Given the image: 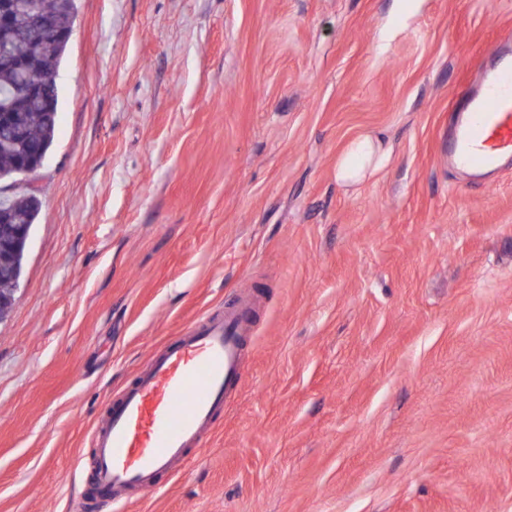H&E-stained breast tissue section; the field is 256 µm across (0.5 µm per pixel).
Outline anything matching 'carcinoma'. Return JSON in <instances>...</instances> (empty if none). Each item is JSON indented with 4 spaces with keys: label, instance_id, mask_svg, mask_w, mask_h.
<instances>
[{
    "label": "carcinoma",
    "instance_id": "obj_1",
    "mask_svg": "<svg viewBox=\"0 0 512 512\" xmlns=\"http://www.w3.org/2000/svg\"><path fill=\"white\" fill-rule=\"evenodd\" d=\"M9 3L11 25L0 30V44L11 48L16 62L0 64V97L13 92L24 77L39 79L57 72L73 34L75 0H46L47 13L38 14L23 6ZM59 110L58 87L23 104L13 113L12 125L17 129L11 146L0 150V178H10L18 165L35 163L47 156L57 132ZM38 196L21 191L13 195L0 211V306L14 299L18 270L23 268L24 254H13L14 224L36 222L40 210Z\"/></svg>",
    "mask_w": 512,
    "mask_h": 512
}]
</instances>
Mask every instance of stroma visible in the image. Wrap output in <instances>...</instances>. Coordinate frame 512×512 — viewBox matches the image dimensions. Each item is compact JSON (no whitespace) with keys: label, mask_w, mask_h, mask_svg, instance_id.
Here are the masks:
<instances>
[{"label":"stroma","mask_w":512,"mask_h":512,"mask_svg":"<svg viewBox=\"0 0 512 512\" xmlns=\"http://www.w3.org/2000/svg\"><path fill=\"white\" fill-rule=\"evenodd\" d=\"M0 322V512H512V168L450 115L512 0H76ZM381 134L387 167L339 185ZM250 303L181 474L91 497L90 435L167 342ZM390 152L379 136L363 134L352 139L336 160V180L358 186L373 178L389 162Z\"/></svg>","instance_id":"1"}]
</instances>
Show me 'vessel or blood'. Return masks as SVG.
I'll return each mask as SVG.
<instances>
[{"label": "vessel or blood", "mask_w": 512, "mask_h": 512, "mask_svg": "<svg viewBox=\"0 0 512 512\" xmlns=\"http://www.w3.org/2000/svg\"><path fill=\"white\" fill-rule=\"evenodd\" d=\"M481 80L462 95L448 135L449 164L495 171L512 159V45L490 51ZM249 322L242 306L187 328L126 387L95 427L93 477L123 504L129 491L150 493L179 472L187 450L212 430L228 389L240 380Z\"/></svg>", "instance_id": "b4317fda"}]
</instances>
